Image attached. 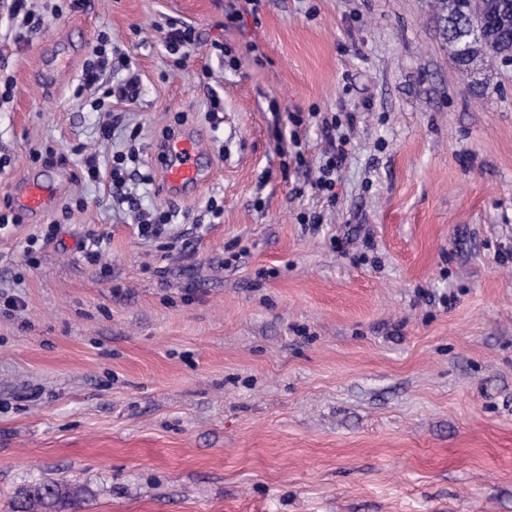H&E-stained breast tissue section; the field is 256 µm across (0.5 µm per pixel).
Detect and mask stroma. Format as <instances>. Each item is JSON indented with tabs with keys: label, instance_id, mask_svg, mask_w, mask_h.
I'll return each instance as SVG.
<instances>
[{
	"label": "stroma",
	"instance_id": "stroma-1",
	"mask_svg": "<svg viewBox=\"0 0 512 512\" xmlns=\"http://www.w3.org/2000/svg\"><path fill=\"white\" fill-rule=\"evenodd\" d=\"M32 2L26 30L0 0V512L49 480L77 512H512V64L473 95L433 0H260L237 23L245 0ZM170 19L200 36L180 69ZM103 35L130 65L79 90ZM131 73L102 141L90 102ZM168 128L209 178L139 187L177 213L145 240L82 156L111 168L135 130L155 173ZM33 177L56 182L38 217L15 199ZM338 140L340 141V145H336V148H334L333 140L330 138V147H332L335 152L326 160L322 166L319 167V176L317 180L312 184L313 189H316L318 192L327 195L329 199H334L336 196V194L333 192V189L336 186V168L339 166L346 155V151L343 148V146L347 144L345 135L341 134Z\"/></svg>",
	"mask_w": 512,
	"mask_h": 512
}]
</instances>
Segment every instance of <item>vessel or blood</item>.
<instances>
[{
  "label": "vessel or blood",
  "instance_id": "vessel-or-blood-1",
  "mask_svg": "<svg viewBox=\"0 0 512 512\" xmlns=\"http://www.w3.org/2000/svg\"><path fill=\"white\" fill-rule=\"evenodd\" d=\"M162 160L160 173L169 190L178 192L197 188L202 182L200 147L197 140L172 134L158 147ZM54 195L51 182L27 181L18 197L19 207L30 214L44 213Z\"/></svg>",
  "mask_w": 512,
  "mask_h": 512
}]
</instances>
